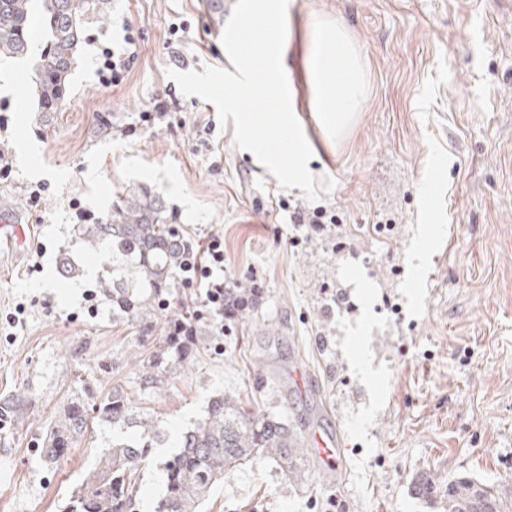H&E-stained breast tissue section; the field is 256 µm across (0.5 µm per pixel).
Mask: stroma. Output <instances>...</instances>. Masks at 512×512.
<instances>
[{"mask_svg":"<svg viewBox=\"0 0 512 512\" xmlns=\"http://www.w3.org/2000/svg\"><path fill=\"white\" fill-rule=\"evenodd\" d=\"M285 71L316 158L318 203L347 235L336 253L315 239L292 246L282 203L301 189L235 146L233 126L208 139L197 111L167 71L168 28L185 23V69H231L219 15L203 0H112L89 19L63 110L42 119L33 61H0V202L21 240L0 245V397L27 398L0 429V512H56L112 438L93 423L68 459L42 462L37 443L72 395L119 389L163 430L137 494L153 512L163 464L209 400L240 397L294 426H339L345 473L328 483L314 461L289 479L272 460L225 476L209 512H442L410 492L425 472L438 483L468 475L512 499V0H294ZM342 22L367 89L350 131L325 143L313 117L306 58L313 22ZM132 28L139 56L124 84L102 81L104 49ZM178 109L139 119L158 96ZM110 117L108 128L99 115ZM224 157L211 168L212 150ZM164 197L185 237L224 234V275L259 287L246 321L195 324L193 360L142 385L141 352L164 342L169 320L200 303L181 287L169 307L140 322L114 312L101 280L130 277L129 262L87 252L77 211L101 217L123 188ZM82 267L59 273L62 256ZM301 365L317 393L292 388Z\"/></svg>","mask_w":512,"mask_h":512,"instance_id":"stroma-1","label":"stroma"}]
</instances>
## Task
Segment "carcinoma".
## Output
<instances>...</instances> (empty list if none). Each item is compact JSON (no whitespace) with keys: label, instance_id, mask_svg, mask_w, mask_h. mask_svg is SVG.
I'll return each instance as SVG.
<instances>
[{"label":"carcinoma","instance_id":"1","mask_svg":"<svg viewBox=\"0 0 512 512\" xmlns=\"http://www.w3.org/2000/svg\"><path fill=\"white\" fill-rule=\"evenodd\" d=\"M110 0H0V56L23 58L31 47L30 25L37 19L44 45L34 66L32 93L36 111L47 117L65 103L69 76L85 39V19L94 13L108 17ZM77 232L87 248L110 251L133 261V273L146 284L135 288L116 279L103 284L112 308L143 321L172 294L184 260V236L166 202L146 184L122 192L95 224H79ZM249 288L224 289V310L237 316L257 309ZM189 349L171 341L151 350L139 366L141 381L151 387L169 362H184ZM22 397L0 399V422L14 420ZM120 427L99 454L93 470L57 502L58 512H137L136 488L144 462L159 441V429L147 413L134 410L128 397L114 389L86 407L74 395L56 422L41 436L39 452L54 464L68 455L88 429V412ZM179 452L168 461L166 491L153 512H202V506L224 476L250 463L272 459L293 479L302 478L305 448L299 432L273 415L250 411L242 400L217 396L205 416L178 440ZM413 494L426 500L440 497L443 512H512V505L471 476H458L441 488L426 474L416 475Z\"/></svg>","mask_w":512,"mask_h":512}]
</instances>
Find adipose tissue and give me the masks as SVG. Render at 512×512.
Masks as SVG:
<instances>
[{"mask_svg":"<svg viewBox=\"0 0 512 512\" xmlns=\"http://www.w3.org/2000/svg\"><path fill=\"white\" fill-rule=\"evenodd\" d=\"M343 79H336L337 68ZM314 87L315 120L327 138L344 136L356 118V108L366 90V76L355 49L341 24L325 21L318 25L309 61Z\"/></svg>","mask_w":512,"mask_h":512,"instance_id":"obj_1","label":"adipose tissue"}]
</instances>
